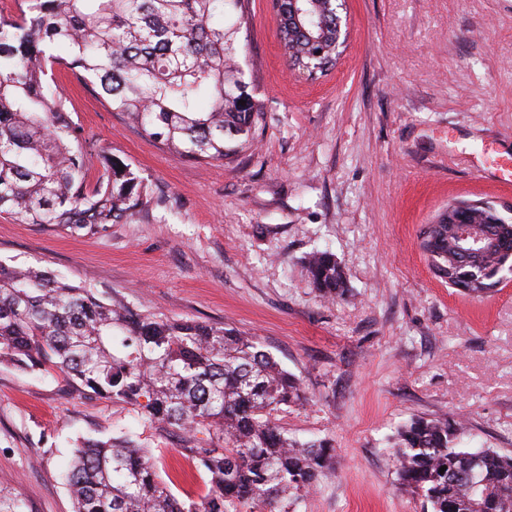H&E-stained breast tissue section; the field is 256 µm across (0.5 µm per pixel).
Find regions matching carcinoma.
<instances>
[{
  "instance_id": "obj_1",
  "label": "carcinoma",
  "mask_w": 512,
  "mask_h": 512,
  "mask_svg": "<svg viewBox=\"0 0 512 512\" xmlns=\"http://www.w3.org/2000/svg\"><path fill=\"white\" fill-rule=\"evenodd\" d=\"M284 54L317 79L336 64L338 0H273ZM244 0H20L0 13V214L25 224L101 234L143 202V181L115 158L95 183L80 127L59 96L55 67L100 92L114 112L183 158L222 161L250 142L260 110L234 65ZM245 104H239V101ZM491 232L464 262L459 204L423 232L438 278L479 295L497 286L491 266L512 262V224ZM314 286L342 294L329 251L306 258ZM55 368L95 395L137 405L151 422L202 427L224 443L189 448L209 476L198 501L159 481L135 439H85L65 472L74 512H293L331 469L328 441L300 442L271 412L304 399L300 381L257 339L233 328L142 314L36 267L0 261V364ZM464 421L415 418L393 438L400 489L430 512H512V456L467 448ZM446 467L444 473L439 468ZM0 512H31L0 488Z\"/></svg>"
}]
</instances>
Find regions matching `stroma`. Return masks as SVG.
<instances>
[{"instance_id": "obj_1", "label": "stroma", "mask_w": 512, "mask_h": 512, "mask_svg": "<svg viewBox=\"0 0 512 512\" xmlns=\"http://www.w3.org/2000/svg\"><path fill=\"white\" fill-rule=\"evenodd\" d=\"M237 60L262 115L225 161L188 160L110 110L74 75L59 92L91 176L129 164L145 202L102 235L0 216V261L172 321L256 335L302 382L271 415L326 439L333 470L295 512H424L400 490L392 438L404 422L465 415L472 447L512 455V280L473 298L438 279L420 246L448 203L512 207V0H345L335 68L297 78L271 0H246ZM332 252L345 292L329 301L304 257ZM129 432L160 481L200 499L208 476L171 481L206 430L145 420L55 369L0 366V487L33 512H73L75 442Z\"/></svg>"}]
</instances>
